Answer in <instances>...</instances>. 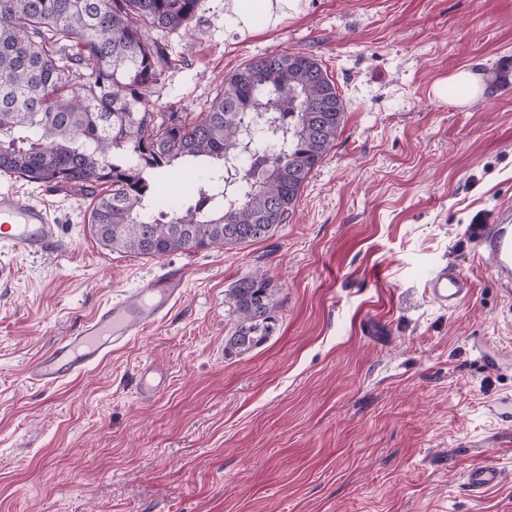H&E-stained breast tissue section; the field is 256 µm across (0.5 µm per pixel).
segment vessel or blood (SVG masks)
<instances>
[{
    "instance_id": "vessel-or-blood-1",
    "label": "vessel or blood",
    "mask_w": 512,
    "mask_h": 512,
    "mask_svg": "<svg viewBox=\"0 0 512 512\" xmlns=\"http://www.w3.org/2000/svg\"><path fill=\"white\" fill-rule=\"evenodd\" d=\"M0 249L62 256L68 245L45 205L26 199L17 191L0 189ZM477 250L490 259L496 283L511 288V208H502L497 222L482 229ZM427 289L433 303L452 310L468 298L472 285L460 272L444 266L430 276ZM185 291L184 273L170 270L154 276L135 296L101 306L78 334L63 338L53 351L38 359L30 372L31 379L53 384L81 374L165 318ZM464 478L470 490L485 492L498 487L504 473L496 463L484 462L470 466Z\"/></svg>"
}]
</instances>
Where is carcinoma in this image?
Here are the masks:
<instances>
[{
    "label": "carcinoma",
    "mask_w": 512,
    "mask_h": 512,
    "mask_svg": "<svg viewBox=\"0 0 512 512\" xmlns=\"http://www.w3.org/2000/svg\"><path fill=\"white\" fill-rule=\"evenodd\" d=\"M200 2L0 0V174L91 195L88 223L113 252L268 239L341 133V94L305 52L244 64L192 120L154 111L172 59L150 33L188 27ZM173 167L191 168L192 182L162 205ZM275 293L260 269L235 282L224 350L248 353L274 334Z\"/></svg>",
    "instance_id": "cac0c4a2"
}]
</instances>
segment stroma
Wrapping results in <instances>:
<instances>
[{
    "mask_svg": "<svg viewBox=\"0 0 512 512\" xmlns=\"http://www.w3.org/2000/svg\"><path fill=\"white\" fill-rule=\"evenodd\" d=\"M202 0L165 35L158 112L198 113L225 77L272 52L313 54L346 121L267 240L143 258L104 249L91 196L0 175L48 203L70 254L0 263V512H512V446L488 404L512 395V291L476 248L512 203V0H303L238 30ZM476 73L457 100L448 78ZM472 282L448 311L426 288ZM166 268L186 275L163 320L82 375L28 371L108 299ZM269 271L277 327L228 355V293ZM152 363L167 389L144 397ZM490 459L504 484L473 496ZM448 85L453 86L462 99L469 98L480 91L477 76L467 70H460L448 78ZM427 289L433 303L452 310L468 298L472 285L468 278L446 265L430 276ZM464 478L470 490L485 492L498 487L504 473L494 462H484L470 466L464 473Z\"/></svg>",
    "mask_w": 512,
    "mask_h": 512,
    "instance_id": "35a3bbf8",
    "label": "stroma"
}]
</instances>
